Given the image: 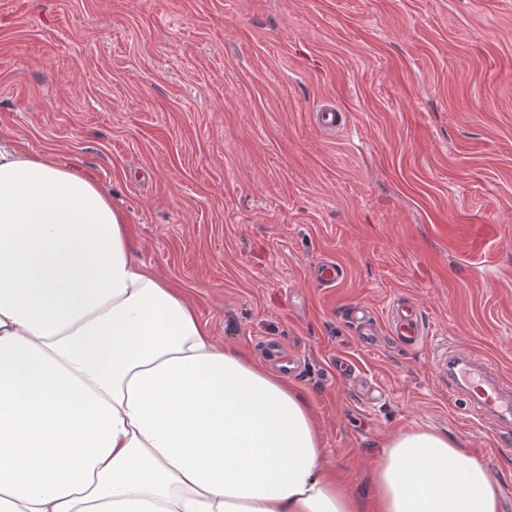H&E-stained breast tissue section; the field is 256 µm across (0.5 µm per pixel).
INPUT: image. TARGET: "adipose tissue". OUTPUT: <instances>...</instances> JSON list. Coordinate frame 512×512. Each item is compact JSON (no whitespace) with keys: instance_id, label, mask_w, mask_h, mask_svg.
Listing matches in <instances>:
<instances>
[{"instance_id":"ef3b65f1","label":"adipose tissue","mask_w":512,"mask_h":512,"mask_svg":"<svg viewBox=\"0 0 512 512\" xmlns=\"http://www.w3.org/2000/svg\"><path fill=\"white\" fill-rule=\"evenodd\" d=\"M439 432L384 445L375 512H498ZM310 400L142 265L91 176L0 139V512H359Z\"/></svg>"}]
</instances>
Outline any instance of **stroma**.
I'll return each mask as SVG.
<instances>
[{
  "label": "stroma",
  "mask_w": 512,
  "mask_h": 512,
  "mask_svg": "<svg viewBox=\"0 0 512 512\" xmlns=\"http://www.w3.org/2000/svg\"><path fill=\"white\" fill-rule=\"evenodd\" d=\"M325 102L347 115L332 136ZM0 136L93 176L226 347L277 374L298 356L361 512L381 445L418 427L512 512V440L464 418L438 366L512 377V0H0ZM399 298L423 343L390 334Z\"/></svg>",
  "instance_id": "obj_1"
}]
</instances>
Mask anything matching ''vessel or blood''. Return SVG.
<instances>
[{
	"mask_svg": "<svg viewBox=\"0 0 512 512\" xmlns=\"http://www.w3.org/2000/svg\"><path fill=\"white\" fill-rule=\"evenodd\" d=\"M390 320L400 343L423 339L422 317L411 301L394 305ZM444 365L449 397L463 400L470 415L495 426L501 435L512 434V380L493 377L491 367L481 359L466 360L451 353L445 356Z\"/></svg>",
	"mask_w": 512,
	"mask_h": 512,
	"instance_id": "1",
	"label": "vessel or blood"
}]
</instances>
